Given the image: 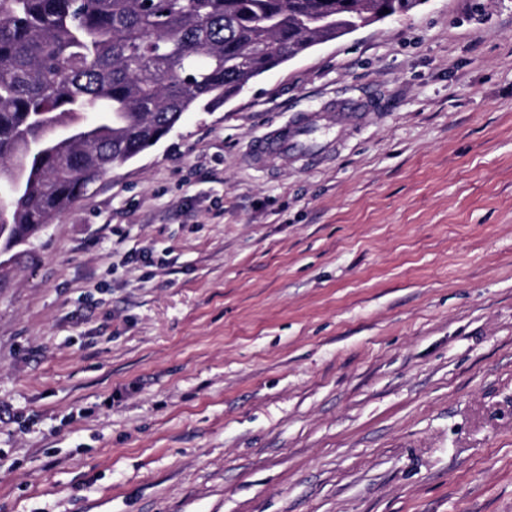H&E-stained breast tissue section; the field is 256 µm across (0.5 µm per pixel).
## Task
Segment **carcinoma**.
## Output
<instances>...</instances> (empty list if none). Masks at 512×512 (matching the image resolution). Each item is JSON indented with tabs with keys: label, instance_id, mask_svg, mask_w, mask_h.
<instances>
[{
	"label": "carcinoma",
	"instance_id": "carcinoma-1",
	"mask_svg": "<svg viewBox=\"0 0 512 512\" xmlns=\"http://www.w3.org/2000/svg\"><path fill=\"white\" fill-rule=\"evenodd\" d=\"M415 0H0V246L34 237L187 112Z\"/></svg>",
	"mask_w": 512,
	"mask_h": 512
}]
</instances>
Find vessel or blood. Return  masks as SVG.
Returning <instances> with one entry per match:
<instances>
[{
	"instance_id": "obj_1",
	"label": "vessel or blood",
	"mask_w": 512,
	"mask_h": 512,
	"mask_svg": "<svg viewBox=\"0 0 512 512\" xmlns=\"http://www.w3.org/2000/svg\"><path fill=\"white\" fill-rule=\"evenodd\" d=\"M372 105L370 99L362 98L339 102L336 114L305 112L297 115L292 122L283 124L251 143V157L254 163H262L273 156L281 159L302 158L316 160L327 154L333 147L330 137L335 121H360L364 111Z\"/></svg>"
}]
</instances>
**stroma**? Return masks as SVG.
<instances>
[{
  "label": "stroma",
  "mask_w": 512,
  "mask_h": 512,
  "mask_svg": "<svg viewBox=\"0 0 512 512\" xmlns=\"http://www.w3.org/2000/svg\"><path fill=\"white\" fill-rule=\"evenodd\" d=\"M0 512H512V0L316 45L0 255ZM373 101L361 98L352 101H340L338 109H350L357 112H303L292 122L288 121L257 137L251 143V157L260 165L265 158L273 156L287 160L289 157L307 161L317 160L327 154L334 146L330 138L337 121L359 122L363 119ZM330 113V114H324Z\"/></svg>",
  "instance_id": "stroma-1"
}]
</instances>
